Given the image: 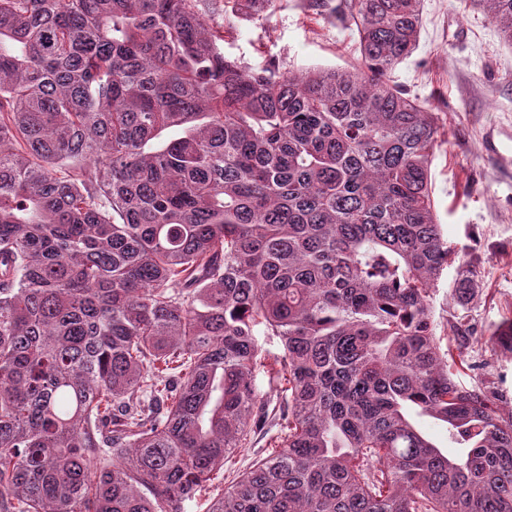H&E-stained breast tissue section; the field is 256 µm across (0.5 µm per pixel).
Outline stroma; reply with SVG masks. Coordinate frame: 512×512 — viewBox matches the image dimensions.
I'll use <instances>...</instances> for the list:
<instances>
[{"instance_id": "35a3bbf8", "label": "stroma", "mask_w": 512, "mask_h": 512, "mask_svg": "<svg viewBox=\"0 0 512 512\" xmlns=\"http://www.w3.org/2000/svg\"><path fill=\"white\" fill-rule=\"evenodd\" d=\"M422 27L413 54L392 73L394 84L435 107L441 145L431 174L437 218L450 241L485 263V277L465 310L476 335L512 316V45L485 12L469 0H422ZM205 20L223 39L224 54L281 73L358 65L354 32L310 0H276L260 19L225 10L224 0H205ZM462 356L464 383L481 378L512 408V353L470 344ZM481 363L473 372L471 363ZM257 383L270 404L249 447L232 452L212 476L205 496L185 502L183 512H208L238 474L267 457L281 420L279 387L267 375Z\"/></svg>"}]
</instances>
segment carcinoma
<instances>
[{
	"label": "carcinoma",
	"instance_id": "1",
	"mask_svg": "<svg viewBox=\"0 0 512 512\" xmlns=\"http://www.w3.org/2000/svg\"><path fill=\"white\" fill-rule=\"evenodd\" d=\"M200 2L0 0V512H181L246 445L260 336L277 450L209 512H512V413L431 304L484 265L437 219L438 113L388 79L421 0H340L360 67L288 75ZM475 2L512 44V0Z\"/></svg>",
	"mask_w": 512,
	"mask_h": 512
}]
</instances>
